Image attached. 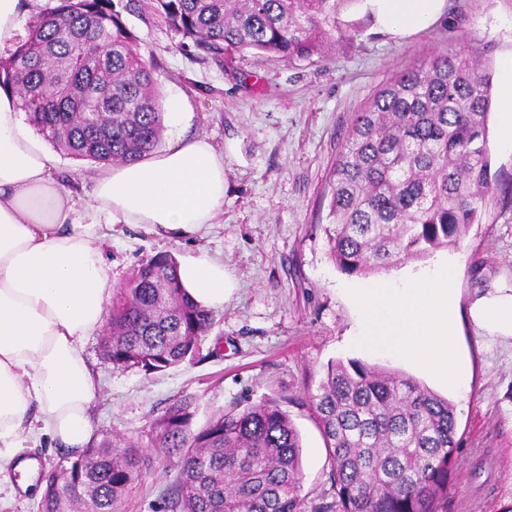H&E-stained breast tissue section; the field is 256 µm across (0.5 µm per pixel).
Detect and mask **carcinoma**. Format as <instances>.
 <instances>
[{"instance_id": "cac0c4a2", "label": "carcinoma", "mask_w": 512, "mask_h": 512, "mask_svg": "<svg viewBox=\"0 0 512 512\" xmlns=\"http://www.w3.org/2000/svg\"><path fill=\"white\" fill-rule=\"evenodd\" d=\"M165 22L204 57L231 63L252 49L273 62L324 57L351 44L341 12L361 0H155ZM83 47L77 63L72 52ZM153 63L114 0H54L29 22L0 87L54 148L97 163L155 151L164 110ZM492 77L461 55L400 71L352 120L333 171L329 254L366 275L456 244L486 200L512 197L490 173ZM103 355L157 373L199 351L210 310L180 283L169 254L144 261L117 292ZM329 455L331 501L312 512H447L456 466V407L411 378L359 360L331 361L309 393ZM193 400L175 399L149 430L147 453L105 443L46 476L40 512H120L153 461L173 455L176 512H305L300 433L275 400L232 409L192 429Z\"/></svg>"}]
</instances>
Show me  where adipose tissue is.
Wrapping results in <instances>:
<instances>
[{"instance_id":"obj_1","label":"adipose tissue","mask_w":512,"mask_h":512,"mask_svg":"<svg viewBox=\"0 0 512 512\" xmlns=\"http://www.w3.org/2000/svg\"><path fill=\"white\" fill-rule=\"evenodd\" d=\"M378 23L404 35L439 18L446 0H370ZM13 90L0 88V460L28 437H50L79 455L94 440L98 381L83 347L101 330L114 287L92 239L99 224L146 227L179 239L203 233L224 207V155L185 130L181 97L166 101L169 145L148 158L106 163L92 200L80 204L55 173V158L26 124ZM179 278L202 306L234 288L224 265L186 256ZM468 315L490 337L512 339V288L475 298Z\"/></svg>"}]
</instances>
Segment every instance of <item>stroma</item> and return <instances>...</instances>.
<instances>
[{"label":"stroma","instance_id":"obj_1","mask_svg":"<svg viewBox=\"0 0 512 512\" xmlns=\"http://www.w3.org/2000/svg\"><path fill=\"white\" fill-rule=\"evenodd\" d=\"M155 65L162 96L187 100L188 134L208 136L224 153V209L202 236L174 242L127 224H103L97 245L114 286L157 254L199 252L220 258L237 292L213 310L196 357L161 373L114 368L102 334L84 355L100 389L94 405L97 443L147 446L152 422L172 399L194 401V428L232 408L275 399L302 437L306 505L330 489L327 452L309 405L328 361L357 358L348 345L356 314L347 294L359 284L332 261L329 225L332 172L352 120L402 69L436 56L461 54L497 72L512 55V0H447L433 25L395 36L365 11L344 20L361 32L327 58L290 64L252 51L219 66L182 45L155 11V0H115ZM445 255L456 265L455 296L470 366L467 400L457 402V465L448 512H500L512 503V340L482 335L466 314L471 301L512 287V199L487 201L477 224ZM176 462L156 463L122 512H172ZM14 467L0 469V512H38L39 498L21 487Z\"/></svg>","mask_w":512,"mask_h":512}]
</instances>
